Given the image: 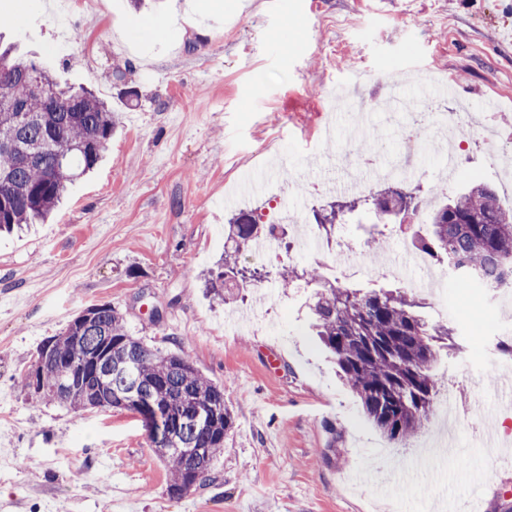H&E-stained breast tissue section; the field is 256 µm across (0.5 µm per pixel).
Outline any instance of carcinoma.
I'll return each mask as SVG.
<instances>
[{
    "label": "carcinoma",
    "instance_id": "carcinoma-1",
    "mask_svg": "<svg viewBox=\"0 0 512 512\" xmlns=\"http://www.w3.org/2000/svg\"><path fill=\"white\" fill-rule=\"evenodd\" d=\"M36 69L56 95L55 109L29 95L15 81L22 71ZM21 99L32 121L15 112H0V232L45 220L69 183L92 170L115 130L114 114L95 94L63 87L32 58L0 48V92ZM355 202L332 203L314 214L325 237L335 233L336 211ZM432 235L419 240V252L479 284L512 286V213L504 211L491 190L476 186L434 209ZM236 249L224 251L204 274V288L224 302L233 296L226 278L256 277L238 266L237 253L257 236L253 213L239 211L229 222ZM281 282L314 287L313 328L336 358L340 373L359 399L364 413L391 440L418 433L435 412L441 379L432 372L441 351L456 350L452 330L433 325L419 313L421 302L405 291L383 288H339L317 268L285 266ZM47 356L43 372L29 374L26 386L34 395L74 410L110 403L135 410L126 396L135 392L145 403L164 407L176 401L218 404L223 413L207 430L190 425L172 436L154 420H144L149 447L168 472L167 492L182 498L208 484L213 458L224 447L233 418L224 403V387L211 381L182 352L146 346L126 327L109 303L79 313L59 335L47 337L37 357ZM98 357L102 378L84 375L65 380L63 365Z\"/></svg>",
    "mask_w": 512,
    "mask_h": 512
}]
</instances>
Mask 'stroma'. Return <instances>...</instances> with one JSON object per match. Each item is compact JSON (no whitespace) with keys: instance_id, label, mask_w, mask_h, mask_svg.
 <instances>
[{"instance_id":"35a3bbf8","label":"stroma","mask_w":512,"mask_h":512,"mask_svg":"<svg viewBox=\"0 0 512 512\" xmlns=\"http://www.w3.org/2000/svg\"><path fill=\"white\" fill-rule=\"evenodd\" d=\"M0 0L12 18L0 40L31 54L60 82L95 91L119 126L97 167L69 186L47 223L0 237V512H506L512 472L486 454L483 423L464 425L455 454L418 463L440 436L439 417L392 442L363 414L309 328V289L282 287L281 265L317 258L298 243L282 261L239 254L267 271L234 302L206 293L201 276L224 253L231 194L250 180L289 179L290 204L328 178H362L347 146L373 144L382 162L406 132L434 136L427 109L386 120L393 77L453 83L471 122L456 142L490 124L512 151V0ZM419 177L397 181L417 207L381 223L373 201L338 217L341 240L369 260L355 285L391 288L377 265L405 266L412 240L431 232L433 200L471 184L504 186L489 156L462 153L454 183L426 147ZM385 236L383 249L372 247ZM447 311H423L453 328L458 350L438 358L443 388L482 399L496 438L512 440V372L481 374L506 359L512 300L451 280ZM112 304L129 332L161 351L185 352L223 385L233 427L212 482L179 499L149 446L139 414L71 411L24 384L37 350L80 312Z\"/></svg>"}]
</instances>
